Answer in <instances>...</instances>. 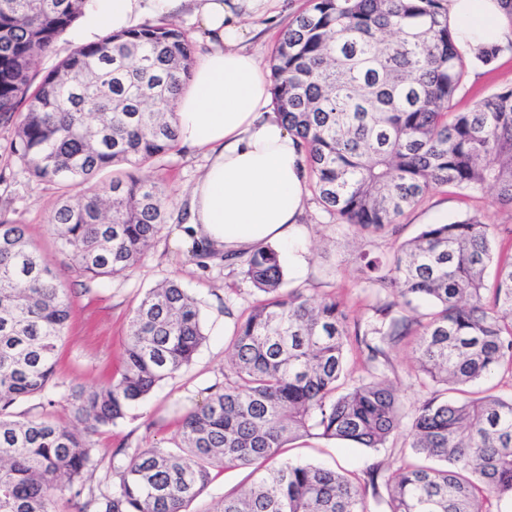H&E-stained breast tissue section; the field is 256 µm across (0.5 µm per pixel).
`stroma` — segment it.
<instances>
[{"label":"stroma","mask_w":512,"mask_h":512,"mask_svg":"<svg viewBox=\"0 0 512 512\" xmlns=\"http://www.w3.org/2000/svg\"><path fill=\"white\" fill-rule=\"evenodd\" d=\"M307 7L308 0H271L264 11L246 14L242 20L245 45L262 60H269L282 31ZM508 88H512L511 46L502 48L490 63H472L454 100V108L467 110L480 98ZM11 136V126L0 124V170L6 172L5 179L0 181V211L26 225L29 235L39 245L52 250L47 217L66 187L61 182L29 181L27 174L10 162L5 152ZM202 164L201 156L178 146L145 166L143 172L161 179L171 207L176 210L185 205L190 187L201 174ZM474 215L488 224L512 223V209L496 204L492 192L463 195L455 189L439 187L405 213L397 235L373 238L366 247L371 255H387L402 242L417 236L436 217L460 221ZM303 225L308 232L309 255L304 267L285 264L286 288H302L319 297L334 295L346 302L352 315L367 314L376 295L362 290L358 282L359 238L347 227L336 225L312 197L307 200ZM172 232V226H165L132 273L113 278L89 292L81 286L75 259L65 256L59 260V270L74 290L73 312L57 367L58 380L64 386H90L109 377H119L131 310L148 289L164 279H178L197 300L207 334L206 342L189 366L163 381L149 397L132 407L124 420L97 434L99 462L91 484L104 491L118 482L112 471L113 450L173 448L179 444L180 415L187 407L203 401L205 388L223 381L226 348L234 324L255 302L252 287L240 275L239 265L218 258L198 263L188 251L172 246ZM413 348L410 339L394 345L389 351L390 363L384 370L409 409L426 395L415 377L417 362ZM287 456L294 461L357 475L376 463L388 474L410 459L400 434L376 451L339 440L302 438L292 443ZM249 482L248 469L224 470L191 504V512H216L224 497L235 495Z\"/></svg>","instance_id":"1"}]
</instances>
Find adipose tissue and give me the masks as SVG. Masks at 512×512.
<instances>
[{"label": "adipose tissue", "instance_id": "adipose-tissue-1", "mask_svg": "<svg viewBox=\"0 0 512 512\" xmlns=\"http://www.w3.org/2000/svg\"><path fill=\"white\" fill-rule=\"evenodd\" d=\"M191 10L208 48L175 113L180 144L202 152L203 171L179 216L176 241L224 255L272 242L306 262L300 221L308 195L299 139L274 114L269 74L243 44L224 0H86L75 36L86 42L132 28L146 15ZM457 46L512 42L500 0H448Z\"/></svg>", "mask_w": 512, "mask_h": 512}]
</instances>
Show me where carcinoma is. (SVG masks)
<instances>
[{"instance_id":"cac0c4a2","label":"carcinoma","mask_w":512,"mask_h":512,"mask_svg":"<svg viewBox=\"0 0 512 512\" xmlns=\"http://www.w3.org/2000/svg\"><path fill=\"white\" fill-rule=\"evenodd\" d=\"M85 0H0V123L8 158L36 182L66 181L48 231L84 282L134 271L167 224L160 180L103 170L140 167L177 143L174 112L195 58L183 31L144 24L77 47L33 85L35 59L83 13ZM446 0H311L270 62L275 115L296 135L321 209L370 239L394 233L430 190L494 191L512 208V88L467 112L453 100L468 74ZM25 111H19L20 106ZM512 224L469 217L429 224L391 256L358 254L363 290L387 292L361 321L334 296L283 288L279 252L250 251L240 274L262 299L237 321L224 384L180 419V446L122 452L112 492L88 485L92 436L124 419L188 366L206 340L197 301L176 279L131 311L123 373L62 395L58 350L72 291L26 226L0 213V512H187L216 468L255 478L219 512H374L365 486L339 471L283 458L300 438L376 451L401 432L413 455L379 466L383 512H512V395L475 386L512 374ZM494 269L493 281L486 279ZM415 337L420 385L411 410L379 370L386 347ZM354 340L365 375L346 385ZM37 399L20 417L16 403Z\"/></svg>"}]
</instances>
